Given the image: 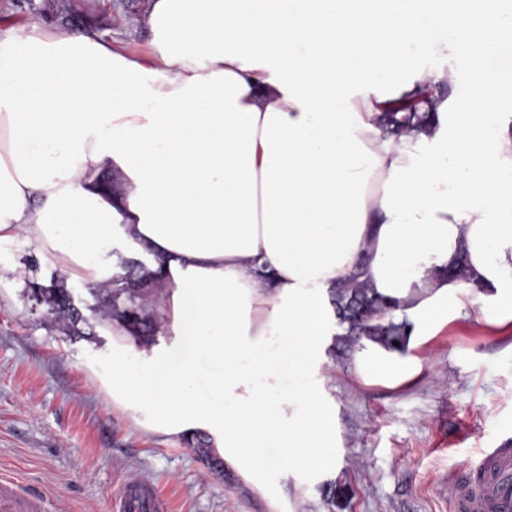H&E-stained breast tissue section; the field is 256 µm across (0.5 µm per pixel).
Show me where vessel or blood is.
Listing matches in <instances>:
<instances>
[{
	"mask_svg": "<svg viewBox=\"0 0 512 512\" xmlns=\"http://www.w3.org/2000/svg\"><path fill=\"white\" fill-rule=\"evenodd\" d=\"M482 475L472 483L471 472ZM448 496L455 512H512V444L481 449L477 458L448 473ZM113 512H169L157 486L142 478L127 479L111 501ZM42 495L24 494L10 475L0 476V512H43Z\"/></svg>",
	"mask_w": 512,
	"mask_h": 512,
	"instance_id": "1",
	"label": "vessel or blood"
}]
</instances>
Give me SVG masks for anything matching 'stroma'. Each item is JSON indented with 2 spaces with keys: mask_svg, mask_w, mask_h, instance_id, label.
<instances>
[{
  "mask_svg": "<svg viewBox=\"0 0 512 512\" xmlns=\"http://www.w3.org/2000/svg\"><path fill=\"white\" fill-rule=\"evenodd\" d=\"M147 0H0V27L95 29L145 53ZM57 272L32 245L0 249V472L44 495L48 512H108L123 480L159 484L172 512H267L229 474L210 472L182 439L144 435L94 388L87 364L110 372L104 321L78 334L34 308L29 281ZM351 353L332 354L327 389L344 445L336 471L303 494L296 512H453L448 472L479 449L512 440V327L486 326L477 308L432 341L414 385H360ZM346 493L333 497L335 487Z\"/></svg>",
  "mask_w": 512,
  "mask_h": 512,
  "instance_id": "35a3bbf8",
  "label": "stroma"
}]
</instances>
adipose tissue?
<instances>
[{
	"instance_id": "adipose-tissue-1",
	"label": "adipose tissue",
	"mask_w": 512,
	"mask_h": 512,
	"mask_svg": "<svg viewBox=\"0 0 512 512\" xmlns=\"http://www.w3.org/2000/svg\"><path fill=\"white\" fill-rule=\"evenodd\" d=\"M501 0H149L150 56L93 29L0 31V244L66 281L119 261L163 278L170 346L107 324L93 385L141 431L205 434L269 512L336 469L331 295L395 300L403 344L362 340L365 386L414 384L469 306L512 325V22ZM443 46L448 66L426 65ZM460 86L457 96L438 86ZM422 121L388 131L400 98ZM464 258L470 281L444 271ZM208 363L207 378L199 366Z\"/></svg>"
}]
</instances>
